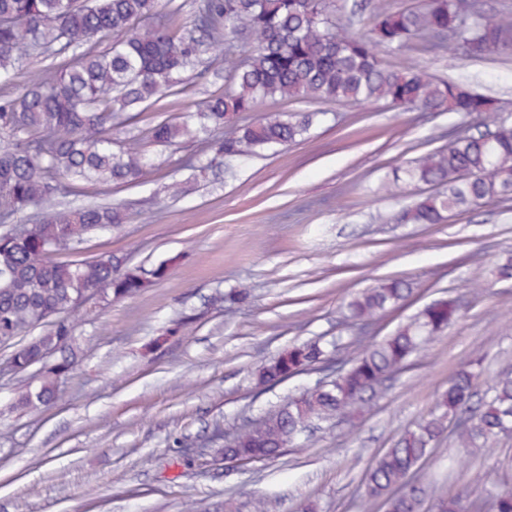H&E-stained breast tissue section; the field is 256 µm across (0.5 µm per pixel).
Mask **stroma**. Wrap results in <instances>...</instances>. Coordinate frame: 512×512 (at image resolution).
<instances>
[{
	"mask_svg": "<svg viewBox=\"0 0 512 512\" xmlns=\"http://www.w3.org/2000/svg\"><path fill=\"white\" fill-rule=\"evenodd\" d=\"M439 78L468 76L476 89L512 114V55L481 61L459 44L442 56H420ZM225 71L201 67L173 94L150 105L138 128L180 120L223 91ZM309 100L269 99L258 113L314 112ZM328 120L288 149L255 157L234 177L189 178L185 156L199 144L160 147L140 184L116 186L106 202L122 205L120 229L90 234L78 257L103 252L148 268L166 265L155 285L78 318L79 366L57 384L48 406L17 398L33 370L10 367L0 346V512H364L362 481L377 457L436 405L449 378L480 360L475 383L512 369V279L490 271L512 255V201L490 203L444 224H401L409 191L392 172L448 142V129H474L448 112L331 103ZM190 180L188 193L167 188ZM388 277L409 281L412 296L384 313L374 339L391 334L425 305L450 295L461 304L448 332L350 422L321 424L280 457L248 465L212 461L217 432L277 411L317 373L295 376L259 393L260 367L283 349L349 336L343 322L351 296ZM233 289L247 302L224 308ZM432 497L467 491L488 500L512 484V437L494 454L470 459L442 439L421 468Z\"/></svg>",
	"mask_w": 512,
	"mask_h": 512,
	"instance_id": "35a3bbf8",
	"label": "stroma"
}]
</instances>
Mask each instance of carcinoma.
<instances>
[{"label": "carcinoma", "mask_w": 512, "mask_h": 512, "mask_svg": "<svg viewBox=\"0 0 512 512\" xmlns=\"http://www.w3.org/2000/svg\"><path fill=\"white\" fill-rule=\"evenodd\" d=\"M478 0H425L397 11L389 0H373V27L350 33L329 12L328 0H195L192 18L170 26L174 12H159L160 0H0V345L13 344L41 325L49 331L15 350L12 367L39 366L37 386L19 396L22 406L49 405L60 377L77 369L72 352L82 291L102 301L138 294L165 275L103 253L91 260L54 262L50 255L75 248L95 232L117 228L127 214L106 204L63 205L61 200L114 185H136L151 158L132 138L113 150L112 130L136 122L150 103L166 96L182 75L223 55L233 37L247 50L229 68L228 84L179 122L149 127L147 139L160 146L198 141L210 154L207 165L231 173L262 152L286 147L327 115L325 111L268 113L255 121L224 123L254 112L265 99L323 103L415 106L425 112H453L481 121L477 136L448 131V145L413 158L395 181L418 195L400 215L407 224H442L454 213L512 200V122L470 85L449 82L408 60L384 64L381 46L404 47L436 56L447 41L460 42L475 58L512 53V19L483 16ZM155 18L141 31L135 22ZM112 38L101 50L99 43ZM69 55L66 64L35 75L24 85L11 81L31 56ZM413 292L403 279H387L351 298L346 320L362 330ZM460 304L442 297L423 307L380 341L353 337L363 346L343 357L341 339L288 348L258 371L264 390L310 366L331 364L322 387L310 388L276 411L236 430L217 453L228 462L254 463L281 455L316 421L344 417L370 400L385 382L401 374L434 337L458 318ZM54 349L61 358L45 359ZM475 364L456 371L436 408L406 430L366 475L365 508L382 502L385 512H468L465 491L435 499L424 508L426 488L413 481L416 469L447 429L463 456L491 453L512 432V374L492 380L485 399L474 404ZM493 512H512V486L493 495Z\"/></svg>", "instance_id": "1"}]
</instances>
